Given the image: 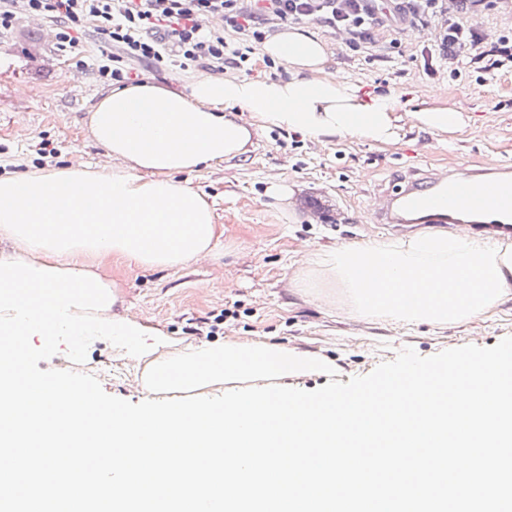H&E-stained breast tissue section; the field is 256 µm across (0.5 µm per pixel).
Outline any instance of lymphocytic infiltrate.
Listing matches in <instances>:
<instances>
[{"instance_id":"f902f5d3","label":"lymphocytic infiltrate","mask_w":512,"mask_h":512,"mask_svg":"<svg viewBox=\"0 0 512 512\" xmlns=\"http://www.w3.org/2000/svg\"><path fill=\"white\" fill-rule=\"evenodd\" d=\"M487 0H401L400 11L412 24L437 23V50L422 49L426 72L434 59L466 57L482 72L512 69V37L487 42L463 17ZM49 18L60 49L75 47L78 34L93 29L103 40L96 72L106 82L133 80L130 61L154 68L176 63L212 73L241 69L266 33L279 25L314 21L346 36L348 56L383 59L398 41H377L384 19L375 0H0V35L14 27L18 10Z\"/></svg>"}]
</instances>
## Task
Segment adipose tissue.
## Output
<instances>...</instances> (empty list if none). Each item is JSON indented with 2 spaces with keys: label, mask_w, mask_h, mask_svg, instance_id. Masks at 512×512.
I'll use <instances>...</instances> for the list:
<instances>
[{
  "label": "adipose tissue",
  "mask_w": 512,
  "mask_h": 512,
  "mask_svg": "<svg viewBox=\"0 0 512 512\" xmlns=\"http://www.w3.org/2000/svg\"><path fill=\"white\" fill-rule=\"evenodd\" d=\"M263 52L287 66L288 79L208 77L186 92L153 82L115 86L91 108L89 123L121 166L101 172L78 162L0 176V239L38 267L79 271L88 257L119 256L145 268H176L214 256L218 245L212 204L178 176L242 152L250 130L226 116L225 106L313 137L392 136L387 99L362 105L324 78L328 43L319 32L290 27ZM320 365L262 342L181 344L144 357L139 384L148 393L185 397L229 383L266 385Z\"/></svg>",
  "instance_id": "ef3b65f1"
}]
</instances>
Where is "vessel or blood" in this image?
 <instances>
[{"instance_id":"vessel-or-blood-1","label":"vessel or blood","mask_w":512,"mask_h":512,"mask_svg":"<svg viewBox=\"0 0 512 512\" xmlns=\"http://www.w3.org/2000/svg\"><path fill=\"white\" fill-rule=\"evenodd\" d=\"M371 212L376 224H481L498 235L511 233L512 162L493 159L460 174H409L383 190Z\"/></svg>"}]
</instances>
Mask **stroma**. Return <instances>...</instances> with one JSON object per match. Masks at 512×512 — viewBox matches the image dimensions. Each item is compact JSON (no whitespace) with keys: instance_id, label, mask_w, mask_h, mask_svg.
Wrapping results in <instances>:
<instances>
[{"instance_id":"stroma-1","label":"stroma","mask_w":512,"mask_h":512,"mask_svg":"<svg viewBox=\"0 0 512 512\" xmlns=\"http://www.w3.org/2000/svg\"><path fill=\"white\" fill-rule=\"evenodd\" d=\"M51 21L19 16L12 33L0 38V174L33 171L36 146L52 142L58 168L78 160L93 170L111 168L113 159L91 132L89 111L111 90L95 72L101 43L93 31L80 34L75 48L59 50ZM325 74L357 90L361 102L377 96L393 104L395 135L383 142L352 136L309 137L271 128L250 113L230 108L250 126L242 154L182 175V182L215 203L223 253L173 269L135 266L113 258L98 273L112 282L119 302L112 313L134 317L148 336L163 334L195 343L190 333L199 319L223 316L213 345L274 343L329 363L328 369L285 378L288 387L314 390L329 381L348 382L370 373L407 347L428 357L467 344L495 346L512 336V290L482 315L443 326L374 321L349 312L337 288L311 293L296 281L306 268L303 254L330 252L342 245L389 239L391 229L367 227L370 196L398 175L429 166L472 168L489 155L512 160V70L479 81L473 69L450 75L447 68L426 73L422 60L345 61V47L329 28ZM80 82H68L70 70ZM139 81L187 90L205 69L170 65L135 66ZM447 109L461 125L439 131L421 124L417 112ZM285 186L271 196L273 183ZM39 369L94 375L104 391L133 403L145 396L136 370L110 344L91 343L76 365L66 352L39 362Z\"/></svg>"}]
</instances>
